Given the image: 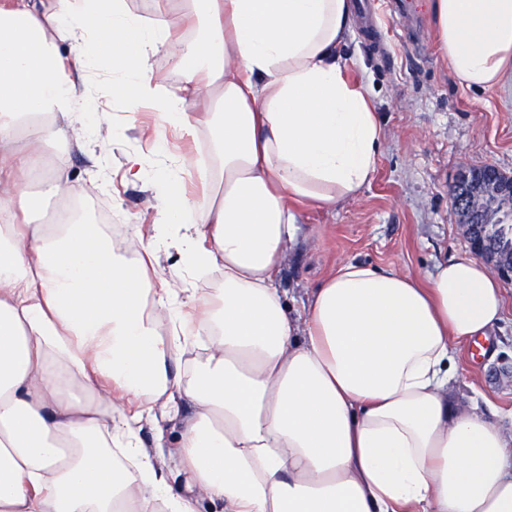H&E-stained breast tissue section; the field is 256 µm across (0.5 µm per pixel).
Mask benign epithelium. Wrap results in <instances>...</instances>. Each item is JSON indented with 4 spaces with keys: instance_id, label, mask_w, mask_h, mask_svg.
Returning a JSON list of instances; mask_svg holds the SVG:
<instances>
[{
    "instance_id": "obj_1",
    "label": "benign epithelium",
    "mask_w": 512,
    "mask_h": 512,
    "mask_svg": "<svg viewBox=\"0 0 512 512\" xmlns=\"http://www.w3.org/2000/svg\"><path fill=\"white\" fill-rule=\"evenodd\" d=\"M486 190L511 197L512 182L506 180L493 166L481 170H465L452 187V203L461 217L463 232L470 241L472 253L486 261L502 278L511 281L512 268L497 264L490 248L476 232V225L482 223L479 207L481 192Z\"/></svg>"
}]
</instances>
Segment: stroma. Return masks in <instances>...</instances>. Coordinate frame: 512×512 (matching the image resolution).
<instances>
[{"label": "stroma", "instance_id": "obj_1", "mask_svg": "<svg viewBox=\"0 0 512 512\" xmlns=\"http://www.w3.org/2000/svg\"><path fill=\"white\" fill-rule=\"evenodd\" d=\"M377 0L374 39L385 53H372L352 24L342 53L349 78L370 91L385 133L376 172L346 203L296 208L299 231L279 274L288 307L302 309L314 288L343 261L391 266L427 279L439 263L469 254L449 190L461 169L487 165L512 176V83L490 91L458 84L439 49L428 0H417L426 29L415 40ZM100 115L97 132L82 147L61 145L45 159V171L62 172L81 185L82 214L96 220L107 206L112 225L154 224L160 206L149 181L125 176L127 155H139L147 170L181 174V190L200 196L195 171H180L182 159L209 161L208 130L180 136L157 112L132 108L131 86L92 72ZM65 156L64 169L56 159ZM505 312L488 333L485 349L459 347L457 372L448 385L453 409H479L512 433V281H503Z\"/></svg>", "mask_w": 512, "mask_h": 512}]
</instances>
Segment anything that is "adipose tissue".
I'll list each match as a JSON object with an SVG mask.
<instances>
[{
	"label": "adipose tissue",
	"instance_id": "ef3b65f1",
	"mask_svg": "<svg viewBox=\"0 0 512 512\" xmlns=\"http://www.w3.org/2000/svg\"><path fill=\"white\" fill-rule=\"evenodd\" d=\"M431 7L461 85L512 82V0ZM352 18V0H183L152 20L124 0H0V512H512V436L448 403L455 346L502 318L483 262L457 257L424 286L344 261L288 313L295 204L355 199L384 146L345 77ZM189 20L205 34L178 35ZM161 51L183 96L161 92ZM99 67L182 135L210 128L217 165L197 169L195 198L158 172L155 235L134 225L120 246L75 211L36 221L14 176L89 134ZM163 250L181 269L155 281ZM185 402L189 494L164 438L140 437Z\"/></svg>",
	"mask_w": 512,
	"mask_h": 512
}]
</instances>
